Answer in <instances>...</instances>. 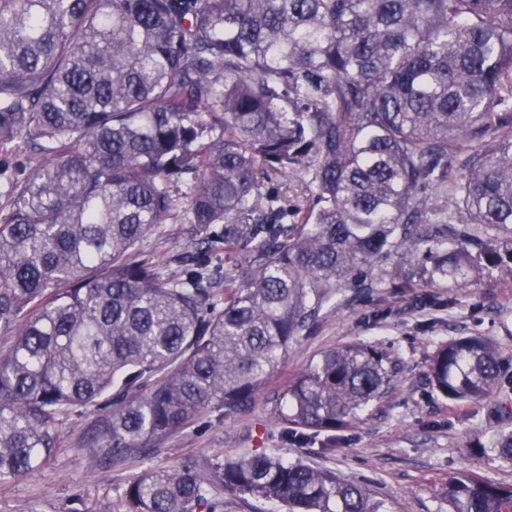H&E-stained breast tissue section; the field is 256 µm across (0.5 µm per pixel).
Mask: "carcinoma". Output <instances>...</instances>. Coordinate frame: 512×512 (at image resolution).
Returning <instances> with one entry per match:
<instances>
[{
    "label": "carcinoma",
    "instance_id": "1",
    "mask_svg": "<svg viewBox=\"0 0 512 512\" xmlns=\"http://www.w3.org/2000/svg\"><path fill=\"white\" fill-rule=\"evenodd\" d=\"M179 181L193 242L166 273L137 247ZM0 198V483L89 405L101 415L76 447L140 457L204 413L247 410L363 274L512 278V0H0ZM404 369L347 343L275 408L303 432L341 429ZM501 372L476 335L428 365L444 397L503 408ZM489 448L512 462V429ZM226 495L392 512L257 451L149 467L123 490L126 512H224ZM444 496L448 512H512V487L473 475Z\"/></svg>",
    "mask_w": 512,
    "mask_h": 512
}]
</instances>
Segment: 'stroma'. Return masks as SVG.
I'll use <instances>...</instances> for the list:
<instances>
[{"label":"stroma","mask_w":512,"mask_h":512,"mask_svg":"<svg viewBox=\"0 0 512 512\" xmlns=\"http://www.w3.org/2000/svg\"><path fill=\"white\" fill-rule=\"evenodd\" d=\"M184 183L173 187L175 205L162 228L148 236L141 252L159 267L186 251ZM456 305H449V297ZM477 334L493 342L503 363L501 384L512 388V279L487 273L473 285L409 288L377 284L336 297L316 332L289 348L253 406L224 417L209 413L148 449L145 457L119 463L79 455V433L99 413L87 407L64 417V442L33 473L0 483V512H125L122 491L130 477L148 467L169 468L189 457H216L258 449L289 461L336 471L363 484L394 512H448L443 491L470 471L483 480L512 486V465L495 453L471 451L488 443L501 427L485 400L453 402L428 378L436 344ZM352 341H381L399 352L406 367L392 393L352 425L296 441L290 424L275 412L272 398L297 373L328 349Z\"/></svg>","instance_id":"obj_1"}]
</instances>
